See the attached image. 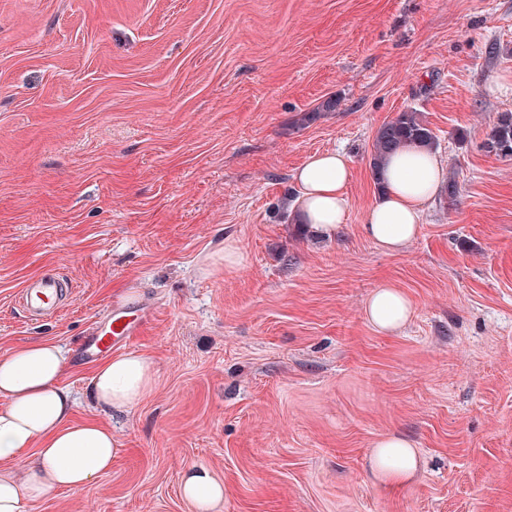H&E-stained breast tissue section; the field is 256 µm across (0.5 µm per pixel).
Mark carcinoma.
Returning a JSON list of instances; mask_svg holds the SVG:
<instances>
[{
	"label": "carcinoma",
	"instance_id": "carcinoma-1",
	"mask_svg": "<svg viewBox=\"0 0 512 512\" xmlns=\"http://www.w3.org/2000/svg\"><path fill=\"white\" fill-rule=\"evenodd\" d=\"M435 136L422 114L414 109L399 112L377 131L372 145L370 166L378 173L388 158L407 148L430 150ZM486 148L503 156H512V112H502L490 129Z\"/></svg>",
	"mask_w": 512,
	"mask_h": 512
}]
</instances>
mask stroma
Listing matches in <instances>:
<instances>
[{
    "label": "stroma",
    "instance_id": "stroma-1",
    "mask_svg": "<svg viewBox=\"0 0 512 512\" xmlns=\"http://www.w3.org/2000/svg\"><path fill=\"white\" fill-rule=\"evenodd\" d=\"M411 108L457 193L388 253L364 231L370 150ZM502 112L512 0H0V351L78 350L125 302L157 372L110 420L111 471L28 512H197L192 466L223 484L216 512H512V158L485 147ZM336 150L346 224L285 223L294 170ZM48 266L72 292L36 323L14 297ZM385 282L412 304L396 334L363 312ZM93 368L64 379L80 420L102 415ZM393 434L423 465L386 492L369 459Z\"/></svg>",
    "mask_w": 512,
    "mask_h": 512
}]
</instances>
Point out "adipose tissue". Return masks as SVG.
<instances>
[{
  "label": "adipose tissue",
  "mask_w": 512,
  "mask_h": 512,
  "mask_svg": "<svg viewBox=\"0 0 512 512\" xmlns=\"http://www.w3.org/2000/svg\"><path fill=\"white\" fill-rule=\"evenodd\" d=\"M439 153L410 148L391 156L377 174L379 191L364 217V228L381 248L397 252L419 233L424 210L444 183ZM348 157L340 152L311 155L294 173L300 223L332 237L350 209ZM412 304L392 284L370 294L364 312L379 331L396 333ZM71 362L63 345L34 340L0 353V512H27L50 493L80 489L108 472L117 443L109 425L77 421L76 399L62 380ZM156 369L139 353H119L100 361L91 378V397L106 412H123L154 389ZM26 464L29 476L18 481L14 468ZM372 465L384 490L411 481L420 465L409 440L399 435L379 441ZM181 492L198 512H214L224 486L204 467L185 470Z\"/></svg>",
  "instance_id": "1"
}]
</instances>
